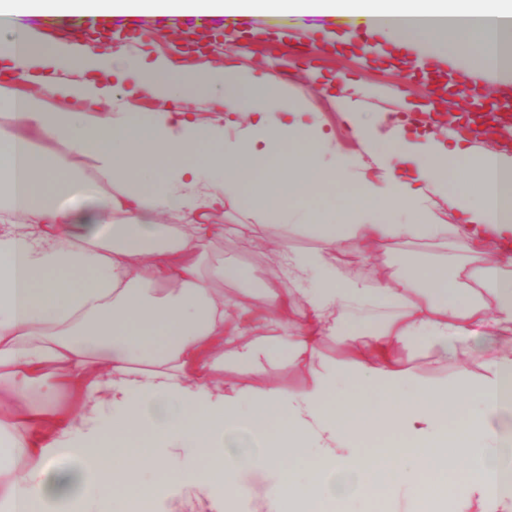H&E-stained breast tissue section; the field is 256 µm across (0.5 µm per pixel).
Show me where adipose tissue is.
Segmentation results:
<instances>
[{
  "label": "adipose tissue",
  "instance_id": "adipose-tissue-1",
  "mask_svg": "<svg viewBox=\"0 0 512 512\" xmlns=\"http://www.w3.org/2000/svg\"><path fill=\"white\" fill-rule=\"evenodd\" d=\"M102 12L378 18L388 40L429 41L436 59L512 68V0H0V56L20 77L52 67V92L86 106L52 112L43 96L0 84L10 121L0 127V379L26 403L19 418L0 403V460L23 464L0 479V512H98L185 490L223 496L232 512L255 474L270 480L266 512H340L378 490L399 512H512V347L483 374L464 369L434 387L392 359L401 347L456 358L467 337L512 334V264L502 259L512 252V156L476 152L468 131L416 143L398 125L373 130L346 98L343 117L363 146L354 157L271 72L49 46L28 23ZM130 75L156 111L129 112L114 83ZM201 104L223 108V119L204 117ZM80 156L94 157L112 192L77 210L64 197ZM339 185L353 194L337 197ZM317 187L330 212L308 205ZM443 199L462 223L447 222ZM227 204L246 223H211ZM291 230L312 233L315 246L291 247ZM227 235L274 244L288 274L260 309L224 299V281L250 276L209 256ZM451 237L475 254L494 240L501 254L373 280L343 277L338 265L355 246ZM327 339L352 360L322 367ZM285 363L309 367L301 389L224 377ZM70 382L84 390L78 415L47 416ZM296 452L308 477L289 464Z\"/></svg>",
  "mask_w": 512,
  "mask_h": 512
}]
</instances>
